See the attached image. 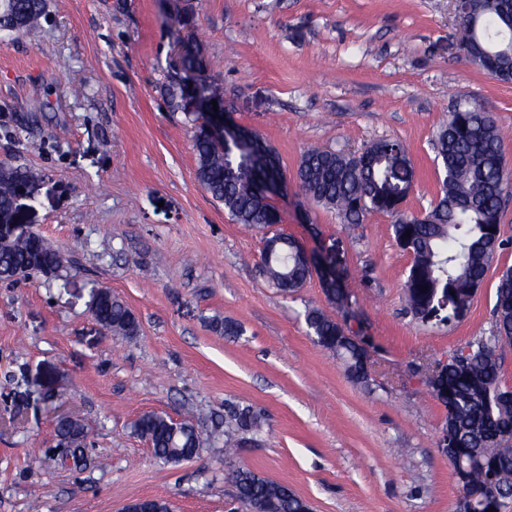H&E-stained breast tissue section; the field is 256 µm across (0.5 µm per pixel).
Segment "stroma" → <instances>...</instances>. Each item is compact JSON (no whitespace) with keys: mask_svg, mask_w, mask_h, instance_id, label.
<instances>
[{"mask_svg":"<svg viewBox=\"0 0 512 512\" xmlns=\"http://www.w3.org/2000/svg\"><path fill=\"white\" fill-rule=\"evenodd\" d=\"M38 28L0 30V165L41 178L22 199L32 231L63 252L58 273L0 281V512H120L138 498L173 512H246L224 481V432L257 416L234 464L287 485L312 512H459L443 449L448 408L426 384L437 364L495 331L504 246L463 310L404 313L411 256L391 215L344 223L305 198L295 172L316 145L354 152L402 142L409 214L441 180L434 140L456 102L510 130L512 83L460 52L453 0H45ZM238 124L278 153L287 188L274 230L334 257L348 302L319 277L284 296L260 265L263 229L238 224L195 178L197 126L167 88L184 57ZM140 323L127 338L90 310L94 291ZM322 309L368 344L367 380L319 346ZM217 318L242 335L215 330ZM89 430L80 468L50 467L58 413ZM155 412L198 425L194 459L166 464L132 425Z\"/></svg>","mask_w":512,"mask_h":512,"instance_id":"35a3bbf8","label":"stroma"}]
</instances>
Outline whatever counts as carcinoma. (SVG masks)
<instances>
[{
	"label": "carcinoma",
	"mask_w": 512,
	"mask_h": 512,
	"mask_svg": "<svg viewBox=\"0 0 512 512\" xmlns=\"http://www.w3.org/2000/svg\"><path fill=\"white\" fill-rule=\"evenodd\" d=\"M45 0H0V29L27 30L42 17ZM469 17L459 24V47L473 64L503 83L512 82V5L507 0H470ZM239 144L229 153L207 137L196 136V178L224 211L239 224L272 227L281 223L270 195L283 187L276 151L246 127H240ZM442 173L439 200L423 217L401 213L407 187L388 179L394 169L408 162L403 144L379 139L358 151L344 154L311 148L302 155L297 180L306 198L332 208L347 224H360L366 214L396 216L392 224L396 244L412 254L404 281L406 312L425 320L431 297L446 289L470 303L485 281L497 251L504 245L499 224L502 217L503 175L507 168L503 134L495 117L476 104H460L440 127L434 143ZM37 176L18 168L0 169V217L14 210L17 189ZM410 237H405V233ZM62 252L41 235L29 231L0 247V271L34 269L54 271L62 265ZM328 271L311 268L306 250L293 238L274 233L264 240L263 271L273 287L293 294L318 275L327 299L334 303L341 288L333 258ZM426 291H421V288ZM91 309L105 329L135 336L140 324L119 297L93 295ZM494 314L497 334L479 336L469 343L465 361L453 355L439 371L443 387L452 394L446 421L448 434L466 452L456 469L472 481L487 476L485 464L499 458L498 481L512 489V448L498 447L497 431L512 427V391L502 388V351L512 347V268L500 272ZM305 321L316 342L347 365L349 375L367 379L363 367L366 350L349 339L335 319L318 308L306 311ZM239 426L224 433V454L231 456L240 433L258 429L259 421L246 412L237 416ZM146 438L155 456L165 463L194 457L204 440L194 425L175 430L171 418L146 413L133 423ZM224 479L237 491L238 500L261 512H303L304 501L288 486L259 477L252 470L228 464Z\"/></svg>",
	"instance_id": "cac0c4a2"
}]
</instances>
